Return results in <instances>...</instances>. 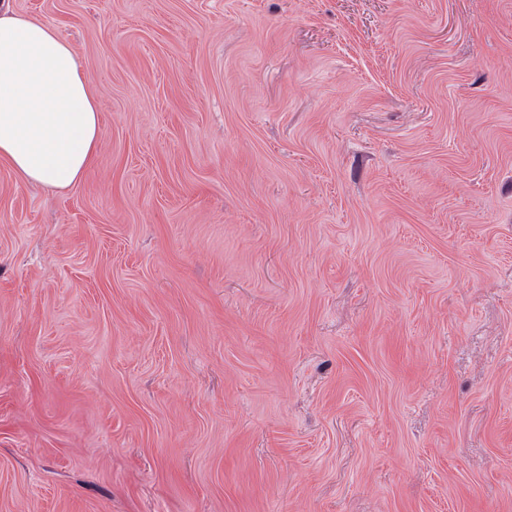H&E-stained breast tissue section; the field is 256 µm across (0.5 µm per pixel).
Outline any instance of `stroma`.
Here are the masks:
<instances>
[{"instance_id": "1", "label": "stroma", "mask_w": 512, "mask_h": 512, "mask_svg": "<svg viewBox=\"0 0 512 512\" xmlns=\"http://www.w3.org/2000/svg\"><path fill=\"white\" fill-rule=\"evenodd\" d=\"M97 158L0 160V512H512V0H12Z\"/></svg>"}]
</instances>
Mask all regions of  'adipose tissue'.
Instances as JSON below:
<instances>
[{
  "label": "adipose tissue",
  "instance_id": "ef3b65f1",
  "mask_svg": "<svg viewBox=\"0 0 512 512\" xmlns=\"http://www.w3.org/2000/svg\"><path fill=\"white\" fill-rule=\"evenodd\" d=\"M101 115L71 45L0 0V159L21 180L64 190L91 168Z\"/></svg>",
  "mask_w": 512,
  "mask_h": 512
}]
</instances>
